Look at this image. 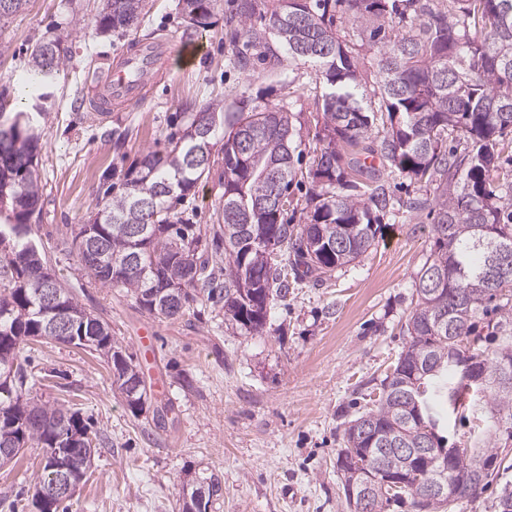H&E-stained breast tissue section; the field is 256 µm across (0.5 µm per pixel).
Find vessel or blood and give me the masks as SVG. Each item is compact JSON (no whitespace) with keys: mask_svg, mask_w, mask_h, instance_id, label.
<instances>
[{"mask_svg":"<svg viewBox=\"0 0 512 512\" xmlns=\"http://www.w3.org/2000/svg\"><path fill=\"white\" fill-rule=\"evenodd\" d=\"M173 40H143L133 44L107 70L89 109L101 118L124 111L140 102L159 83L169 68L171 56L183 50Z\"/></svg>","mask_w":512,"mask_h":512,"instance_id":"1","label":"vessel or blood"}]
</instances>
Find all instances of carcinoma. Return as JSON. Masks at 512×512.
Returning <instances> with one entry per match:
<instances>
[{
  "label": "carcinoma",
  "instance_id": "obj_1",
  "mask_svg": "<svg viewBox=\"0 0 512 512\" xmlns=\"http://www.w3.org/2000/svg\"><path fill=\"white\" fill-rule=\"evenodd\" d=\"M27 0H0V28ZM145 0H103L96 16L100 34L124 30L140 20ZM219 0H179L186 26L196 31L212 24ZM258 0H235L241 25L256 14ZM367 19L368 40L377 49L378 103L386 115L379 154L389 173L437 185L434 198L399 202L407 210H429L433 258L418 273L417 303L404 326L408 342L381 381L374 408L344 431L347 448L371 449L384 459L398 483L375 485L369 512H385L393 500L407 495L422 512L414 486L426 482L423 472L441 468L436 456L411 462L398 448H441L436 432L437 407L457 411L468 390L457 381L448 362V340L474 343L473 354L488 374L497 372L502 355H512V224L503 221L512 207V179H490L500 145L512 132V0H273L269 25L288 58L302 60L326 80L321 95L328 138L309 173L315 184L308 202L309 223L284 220L283 206H261L270 196L283 197L297 177L289 113L274 108L207 107L209 127L188 119L177 140L159 152L149 151L132 168L126 191L104 204L88 220L70 228L64 249L90 281L125 288L139 307L167 318L183 316L194 304L224 301V320L246 332H264L268 307L288 296V271L295 279L322 280L351 264L375 245L379 216L393 203L388 181L366 166L357 151L377 120L365 111L366 95L359 80L360 59L333 30L334 14ZM67 50L59 39L36 45L26 85L32 89L53 82ZM36 115L6 112L0 101V359L16 364L20 383L0 388V448H45L38 484L52 481L53 449L63 437L91 428L77 411L30 396L35 377L25 346L52 335L40 289L54 280L63 292L70 335L99 337L100 351L121 346L112 327L88 309L74 292L56 279L32 240L33 219L42 211L43 186L37 171ZM224 133V194L215 210L219 232L208 241L194 224H177L168 201L194 190L210 164L194 166L188 156L212 153L219 129ZM466 144L448 148V136ZM286 172L276 185L268 172ZM132 224L149 226L148 237H131ZM508 252V267L497 266L494 252ZM224 254V267L217 266ZM224 273V287L212 284ZM502 336L489 352L477 346L473 319L494 298ZM130 412L140 416L152 404L146 381L125 397ZM491 433L479 446L457 457L454 468L463 479L455 495L441 503L454 505L475 498L493 481L492 463L502 456V432L512 430V384L492 387L485 400ZM346 508L359 494L347 465L337 460ZM196 512H209L223 497L219 475L198 480Z\"/></svg>",
  "mask_w": 512,
  "mask_h": 512
}]
</instances>
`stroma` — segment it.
<instances>
[{
	"mask_svg": "<svg viewBox=\"0 0 512 512\" xmlns=\"http://www.w3.org/2000/svg\"><path fill=\"white\" fill-rule=\"evenodd\" d=\"M102 0H27L0 29V94L12 106L40 108L38 170L44 186L38 247L56 276L112 326L140 363L155 397L172 411L155 422L133 416L95 352L50 340L30 342L36 365L31 394L77 410L103 441L69 512H181L191 476L218 474L224 495L212 512H346L336 459L347 423L371 408L370 393L403 351V327L415 306L416 277L431 254V222L421 212L381 217L374 246L355 262L313 283H291L270 306L263 334L224 322V311L165 318L140 309L123 288L89 282L60 245L68 225L84 223L97 204L121 192L128 170L146 152L178 139L190 113L223 103L279 108L291 116L294 165L309 170L324 147L320 95L324 80L308 65H271L234 20L233 0L209 30L187 31L178 0H145L136 27L106 36L93 18ZM364 23L345 16L334 29L360 55L368 90L379 80ZM58 38L64 69L45 94H24L34 47ZM193 39V64L174 69L139 104L102 123L79 112L95 77L140 39ZM248 55V69L235 60ZM224 192V156L213 149L210 172L188 195L172 200L176 216L211 229ZM152 329L151 347L139 337ZM484 399L438 428L449 444L473 447ZM43 448H26L0 468V512H35L32 492Z\"/></svg>",
	"mask_w": 512,
	"mask_h": 512,
	"instance_id": "35a3bbf8",
	"label": "stroma"
}]
</instances>
